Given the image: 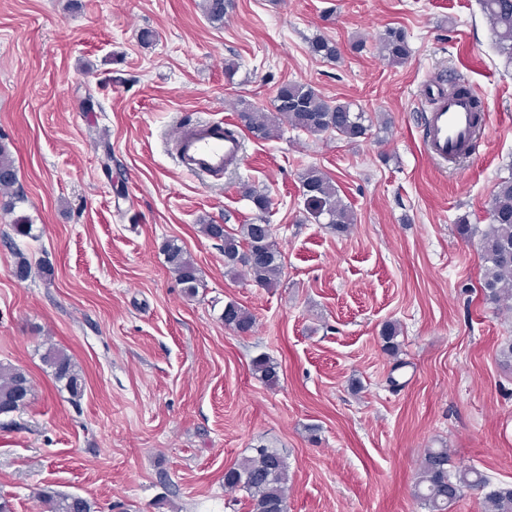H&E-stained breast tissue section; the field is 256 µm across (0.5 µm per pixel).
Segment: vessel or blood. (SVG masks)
I'll use <instances>...</instances> for the list:
<instances>
[{
	"mask_svg": "<svg viewBox=\"0 0 512 512\" xmlns=\"http://www.w3.org/2000/svg\"><path fill=\"white\" fill-rule=\"evenodd\" d=\"M430 101L423 147L430 159L447 162L461 154L474 135V108L466 96H456L427 81L420 89ZM174 143L184 169L195 175L221 178L225 170L240 166L243 142L225 123L207 121L179 129Z\"/></svg>",
	"mask_w": 512,
	"mask_h": 512,
	"instance_id": "b4317fda",
	"label": "vessel or blood"
}]
</instances>
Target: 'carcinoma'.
Instances as JSON below:
<instances>
[{
  "mask_svg": "<svg viewBox=\"0 0 512 512\" xmlns=\"http://www.w3.org/2000/svg\"><path fill=\"white\" fill-rule=\"evenodd\" d=\"M482 11L490 22L500 55L512 61V0H480ZM207 18L214 23L224 22L231 9V0H203ZM380 52L390 65H401L410 56L407 35L402 29L390 28L379 37ZM310 52L324 59L338 60L341 51L336 42L326 37L311 41ZM242 126L258 139L277 135L279 121L286 119L297 130L312 135L335 133L350 141L366 135L365 113L355 112L347 103L332 102L312 85L290 82L282 85L274 98L273 111L243 102L238 110ZM18 171L9 144L0 141V208L10 217L14 234L30 237L33 224L29 217L16 215L17 203L22 200L15 186ZM302 187L308 190L309 215L325 219L332 232L343 235L354 223L352 210L338 197L331 178L316 166L308 167L301 175ZM258 213L270 206L268 195L253 186L243 187ZM207 237L222 242L224 267L227 272L248 276L257 286H275L283 270L282 254L273 238V231L260 233L256 224L241 226L240 235L229 233L218 224L201 225ZM456 231L464 239L479 236L483 262L482 292L485 302L512 308V177L500 180L492 194L490 223L484 230L462 220ZM165 261L185 294L192 296L200 286L199 269L186 249L176 240L164 245ZM224 326L238 333H250L255 328L254 316L235 301L224 305ZM399 328L387 323L381 330L382 349L392 355L399 349ZM42 362L54 380L63 385L73 397L81 398L85 389L82 369L62 347L50 344L42 354ZM253 374L268 385L278 381L277 364L260 355L252 362ZM32 384L26 370L0 362V415L8 416L28 405ZM446 448H427L419 463L414 496L426 512H451L465 488L483 492L482 512H512V486H493L472 467L448 468ZM288 463L276 450L253 449L237 466L224 473V487L232 492L243 491L249 512H282L287 500ZM43 512H94V505L77 494H61L43 490L39 494Z\"/></svg>",
  "mask_w": 512,
  "mask_h": 512,
  "instance_id": "cac0c4a2",
  "label": "carcinoma"
}]
</instances>
